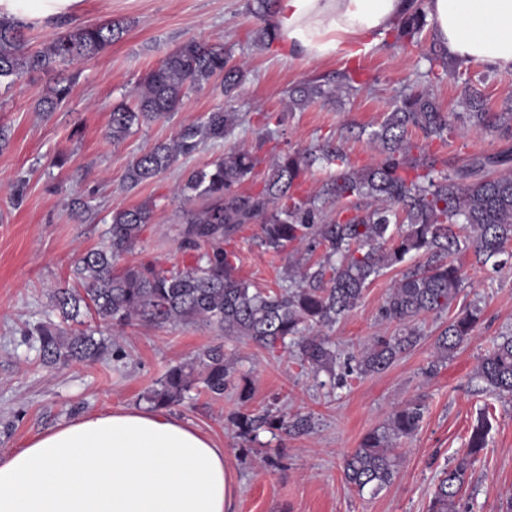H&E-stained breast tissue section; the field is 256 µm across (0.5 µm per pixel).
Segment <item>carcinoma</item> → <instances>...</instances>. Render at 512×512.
I'll use <instances>...</instances> for the list:
<instances>
[{
  "instance_id": "obj_1",
  "label": "carcinoma",
  "mask_w": 512,
  "mask_h": 512,
  "mask_svg": "<svg viewBox=\"0 0 512 512\" xmlns=\"http://www.w3.org/2000/svg\"><path fill=\"white\" fill-rule=\"evenodd\" d=\"M273 2L248 3L259 22L254 42L261 48L280 39L270 19ZM429 26L424 0H412L391 33L397 40L418 44ZM127 30L120 21L76 25L47 47L30 50L22 23L1 17L0 79L15 80L32 72L54 74L37 103L39 111L54 112L71 93L69 80L56 72L57 67L96 57ZM425 60L428 83L465 77L467 91L461 104L471 126L506 137L512 133V108L491 111L480 89L495 78L492 71L463 72L443 47H431ZM217 79L224 97L232 99L241 88L244 70L222 46L195 39L183 42L139 81L135 106L112 108V141L120 143L140 126L169 118L181 110L188 91L201 90ZM355 90L356 71L346 69L334 85L310 80L290 88L288 107L329 104ZM237 121V113L222 106L205 113L173 142L161 143L131 161L124 182L135 188L155 180L201 144L227 138ZM411 129L422 135L423 143L408 138ZM454 133L448 113L429 91L410 86L369 133L368 142L378 153L371 165L355 167L330 138L303 151L280 152L261 187L243 191L242 184L257 177L261 159L248 150L232 149L210 168L190 172L178 189V197L195 203L182 208L179 245L197 256L182 269H164L146 258L116 268L117 260L135 249L152 223L153 207L143 202L112 210L106 242L76 261L74 274L83 292L56 289L53 308L61 322L40 323L31 330L43 363L94 365L112 354V340L95 337V330L80 319L85 312L107 326L202 323L271 351L291 343L302 367L315 374L330 372L336 348L328 331L359 305L373 281L397 269L400 278L387 294L380 317L398 329L391 336L375 337L352 357L360 375L385 371L421 340L416 327L420 318L447 313L464 291L466 277L455 263L456 255L470 251L482 267H497L499 257H512V173L497 172L512 164V151L473 156L464 163L455 158L441 161L429 153L433 142L445 145ZM320 165H334L336 172L314 193L300 196L301 185ZM256 223L264 253L287 260L277 291L257 288L240 277L239 258L226 249L244 225ZM319 249L323 253L317 258ZM478 322L476 307L452 315L435 340V360L428 372L437 371L469 341ZM237 373V360L224 353V345H209L169 367L147 400L157 408H169L199 383L210 397L220 399L235 384ZM477 375L493 396L512 403L511 335L492 343L479 361ZM426 410L424 400L411 401L383 427L367 432L344 457L345 482L359 492H376L392 484L399 466L394 446L418 431ZM233 425L244 440L255 442L264 431L308 434L314 422L310 414L266 409L240 412ZM488 429L485 419L472 427L463 455L441 472L428 512H460L462 490L487 446Z\"/></svg>"
}]
</instances>
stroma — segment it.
I'll list each match as a JSON object with an SVG mask.
<instances>
[{
	"instance_id": "stroma-1",
	"label": "stroma",
	"mask_w": 512,
	"mask_h": 512,
	"mask_svg": "<svg viewBox=\"0 0 512 512\" xmlns=\"http://www.w3.org/2000/svg\"><path fill=\"white\" fill-rule=\"evenodd\" d=\"M247 3L82 0L65 18L28 20L25 34L34 49L50 42L66 23L122 20L128 31L96 58L63 66V75L72 80L71 94L68 103L51 115L36 109L47 76L33 73L0 82V127L9 131V144L0 150V457L70 420L147 407L148 389L170 366L200 348L220 344L237 357L239 374L251 389L249 399L241 400L236 387L219 401L194 389L168 414L223 448L231 479L229 512H428L442 469L454 464L472 425L482 416L490 424L488 446L471 471L463 501L466 512H505L512 498V404L484 392L477 367L493 340L512 332V260L495 272L477 265L472 254L458 255L467 282L456 305H478L480 321L472 338L432 375L427 368L434 341L447 323L443 316L421 319L419 344L384 372L350 374L343 364L374 337L393 333V325L381 321L379 310L399 277L394 270L374 281L358 307L333 327L342 358L336 372L343 377L334 387L320 385L291 354L269 353L202 324L103 328V335L115 343L114 355L92 366H45L35 337L26 335V328L51 317L56 288H79L75 262L81 252L104 244L113 209L146 200L154 204L152 224L146 226L134 253L122 256V263L149 257L166 268L192 264L193 252L178 247L177 190L190 170L214 161L225 150L257 152L265 160L258 169L262 175L268 172L267 160L280 151L303 149L328 137L342 145L354 165L374 161L376 153L365 134L383 121L397 90L420 82L425 69L422 53L432 42V32H425L418 46L382 39L354 57L335 55L317 61L290 50L284 41L257 48V20ZM192 38L223 44L243 66L245 78L236 99L226 101L211 86L190 91L170 120L143 126L125 141L113 142L108 134L113 107L132 103L141 78ZM348 68L357 69L359 88L341 103L303 110L285 107L291 86ZM225 104L240 116L231 136L179 158L156 180L127 188L123 175L133 158L171 141L181 127ZM263 112L282 119L279 134L270 140L258 121ZM511 147L512 136L470 130L449 138L443 154L464 158ZM77 198L89 204L79 220L71 211ZM259 233L258 225H245L232 248L239 257L240 275L258 287L273 289L285 262L262 251ZM418 398L428 409L416 435L397 446L400 467L394 482L376 493L347 485L344 455L365 433L384 426L401 405ZM266 408L312 414L315 428L300 437L265 432L258 444L246 445L232 416Z\"/></svg>"
}]
</instances>
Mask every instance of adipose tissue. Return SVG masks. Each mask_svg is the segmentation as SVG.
Returning <instances> with one entry per match:
<instances>
[{"mask_svg":"<svg viewBox=\"0 0 512 512\" xmlns=\"http://www.w3.org/2000/svg\"><path fill=\"white\" fill-rule=\"evenodd\" d=\"M81 0H0V16L42 19ZM407 0H277L290 49L314 60L388 30ZM436 38L459 62L512 71V0H426ZM224 451L150 409L66 422L0 459V512H225Z\"/></svg>","mask_w":512,"mask_h":512,"instance_id":"ef3b65f1","label":"adipose tissue"}]
</instances>
